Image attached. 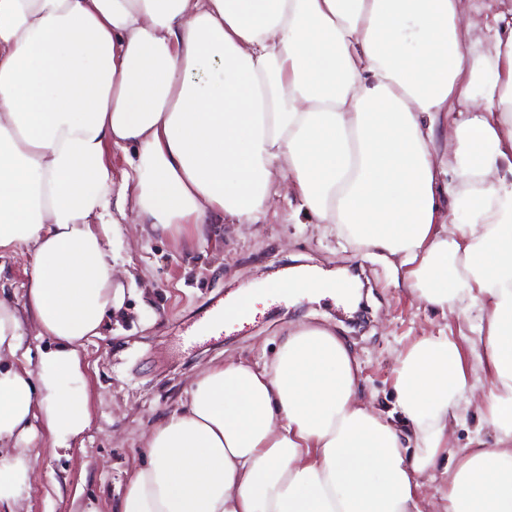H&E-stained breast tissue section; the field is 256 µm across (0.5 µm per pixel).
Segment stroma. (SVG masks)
<instances>
[{"label": "stroma", "instance_id": "35a3bbf8", "mask_svg": "<svg viewBox=\"0 0 512 512\" xmlns=\"http://www.w3.org/2000/svg\"><path fill=\"white\" fill-rule=\"evenodd\" d=\"M114 252L132 277L124 282L121 317L86 345L92 424L83 442L70 448L55 450L40 438L22 512H83L91 501L110 512L134 469L147 461L145 433L175 409L200 370L230 359L271 360L284 332L301 323L328 327L346 341L359 364L361 398L384 412L392 409L398 352L419 337L447 331L459 339L475 387L473 406L448 432V452L457 454L478 439L495 445L496 434L480 426L477 408L489 391L478 359L479 309L462 305L441 316L396 282L384 261L349 245L329 225L296 223L287 200L260 223L206 233L189 247L178 232L160 236L147 226L122 224ZM32 261L27 246L0 255V283L14 304L24 300ZM354 270L364 290L361 314L312 292L273 297L247 320L207 328L215 312L270 279Z\"/></svg>", "mask_w": 512, "mask_h": 512}]
</instances>
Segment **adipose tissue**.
Segmentation results:
<instances>
[{"label":"adipose tissue","mask_w":512,"mask_h":512,"mask_svg":"<svg viewBox=\"0 0 512 512\" xmlns=\"http://www.w3.org/2000/svg\"><path fill=\"white\" fill-rule=\"evenodd\" d=\"M466 2L0 0V252L33 250L23 304L0 296V512H19L38 435L68 448L91 424L82 350L122 306L121 220L191 242L258 222L282 178L430 307L481 308L497 445L447 456L470 389L447 333L399 352L400 426L359 397L345 343L300 326L269 364L194 378L115 512H426L436 471V512H512V9L477 52ZM318 288L336 282L245 303ZM30 327L50 339L32 367Z\"/></svg>","instance_id":"obj_1"}]
</instances>
